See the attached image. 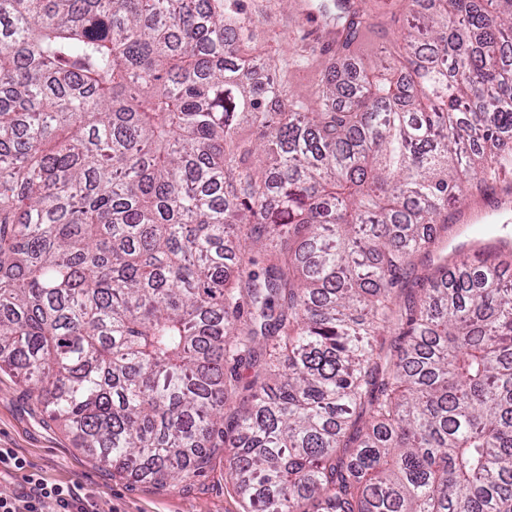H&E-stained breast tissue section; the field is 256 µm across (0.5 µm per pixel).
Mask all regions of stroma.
Segmentation results:
<instances>
[{
	"mask_svg": "<svg viewBox=\"0 0 512 512\" xmlns=\"http://www.w3.org/2000/svg\"><path fill=\"white\" fill-rule=\"evenodd\" d=\"M315 0H255L261 11L257 43L279 59L288 60V86L310 96L321 84V57L292 63L303 44L322 46L329 38ZM370 24L361 34L359 51L373 56L392 48L405 7L400 0H369ZM0 448L13 449L48 481L80 482L92 494L98 512H245L241 488L231 480L232 449L216 452L208 471L189 483L157 485L139 479H119L80 450L71 434L54 423L17 378L0 371Z\"/></svg>",
	"mask_w": 512,
	"mask_h": 512,
	"instance_id": "35a3bbf8",
	"label": "stroma"
}]
</instances>
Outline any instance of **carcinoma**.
Returning a JSON list of instances; mask_svg holds the SVG:
<instances>
[{"mask_svg": "<svg viewBox=\"0 0 512 512\" xmlns=\"http://www.w3.org/2000/svg\"><path fill=\"white\" fill-rule=\"evenodd\" d=\"M407 2L375 60L319 4L312 110L244 0H0V371L112 476L512 512V237L445 245L471 157L512 207V0Z\"/></svg>", "mask_w": 512, "mask_h": 512, "instance_id": "carcinoma-1", "label": "carcinoma"}]
</instances>
